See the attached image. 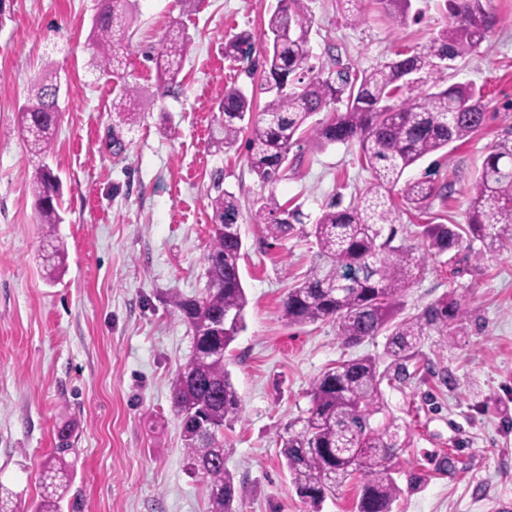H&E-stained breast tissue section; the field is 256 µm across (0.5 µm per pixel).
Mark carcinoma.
I'll list each match as a JSON object with an SVG mask.
<instances>
[{"instance_id": "1", "label": "carcinoma", "mask_w": 512, "mask_h": 512, "mask_svg": "<svg viewBox=\"0 0 512 512\" xmlns=\"http://www.w3.org/2000/svg\"><path fill=\"white\" fill-rule=\"evenodd\" d=\"M310 0H277L268 13L263 36V78L259 91L266 95L262 109L254 96L236 86L224 90L220 116L210 128V145L217 150L234 146L240 134L252 128L248 167L261 188L251 221L263 226L267 237L279 240L301 223L300 214L275 200L288 154L297 139L307 134L322 145L355 144L372 179L359 197L341 206L327 205L311 235L317 251L304 280L288 290L283 318L291 325L331 321L348 345H360L386 334L383 359L355 357L336 362L313 383L311 407L290 423L280 436V454L298 497L319 512L326 498L336 494L355 475L362 476L354 512H392L398 486L392 476L398 451L406 447L400 426L391 421L381 429L371 426L382 382H392L405 371L406 362L419 356L425 340L439 336L455 343L466 335L465 311L452 297L443 296L414 316L399 318L400 299L426 270L430 256L443 255L469 233L480 241L479 256L493 252L512 239V137H502L485 157L475 190L469 198L467 224H424L417 236L421 249L399 236L400 213L393 191L400 189L405 204L420 208L433 197L448 198L449 185L425 174L401 181L406 170L426 156L442 151L478 131L486 120L481 90L470 83L448 85L434 76L441 63L476 52L498 23L483 0H445L448 25L430 44L396 57L359 75L347 67L315 71L309 64V33L313 15ZM392 26L409 19L410 0H371ZM134 14L131 0H99L90 32L102 72L110 76L123 67L118 50L127 40ZM191 48L183 32L161 39L151 56L160 87L176 83L181 63ZM254 49L248 31L224 39V58L245 60ZM113 109L122 116L135 111L137 87L119 77ZM57 84L40 78L31 97L19 108V124L29 153L46 156L60 121ZM344 110L308 125V119L329 106ZM221 173L212 181L214 196L211 243L205 256L206 286L197 298L176 297L172 306L190 325L193 350L181 366L171 389V405L182 420L185 459L191 473L208 490V512H237L235 504L244 484L224 467V427L238 418L241 399L224 362V351L243 328L248 305L239 261L243 240L236 224L235 196L221 188ZM31 193L38 223L55 231L63 223V181L43 165ZM223 316L224 333H210L216 317ZM388 360L382 364V360ZM203 414L213 434L203 436L193 416ZM358 448L357 457L341 451ZM69 435L58 433L57 448L46 462L44 494L34 512H60L62 493L71 467Z\"/></svg>"}]
</instances>
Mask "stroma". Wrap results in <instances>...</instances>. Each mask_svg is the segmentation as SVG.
I'll use <instances>...</instances> for the list:
<instances>
[{"instance_id":"stroma-1","label":"stroma","mask_w":512,"mask_h":512,"mask_svg":"<svg viewBox=\"0 0 512 512\" xmlns=\"http://www.w3.org/2000/svg\"><path fill=\"white\" fill-rule=\"evenodd\" d=\"M275 0H137L138 22L123 54L139 92L133 120L112 110L114 82L87 42L98 0H0V496L32 512L40 474L62 426L73 463L62 512H207L203 482L184 464L171 384L192 351V332L173 297L204 284L215 170L238 202L245 324L226 352L241 397L224 432L225 465L245 486L238 512H310L281 463L278 439L310 408L314 380L336 361L382 356L385 336L350 348L334 323L288 325L289 288L310 268L312 224L333 198L350 202L370 180L357 146L303 140L276 187L298 208L293 234L273 240L253 224L261 189L245 141L209 145L226 87L250 89L248 61L224 58L226 35L262 39ZM499 23L478 52L456 60L453 81L481 87L487 121L412 167H435L447 201L404 213L402 226L466 224L470 194L491 147L512 128V0H489ZM311 63L357 70L422 47L447 23L444 0H411L417 21L392 27L370 0L351 24L338 0H311ZM192 40L174 92L161 94L152 47L172 26ZM61 85V119L48 156L27 152L18 109L45 71ZM122 150H115L113 136ZM64 182L67 248L60 279L43 276L47 237L35 221L31 183L41 165ZM468 313L465 342L429 337L422 370L382 384L372 426L396 421L407 445L394 462V512H512V242L475 258L461 247L430 260L403 298L413 315L446 293Z\"/></svg>"}]
</instances>
